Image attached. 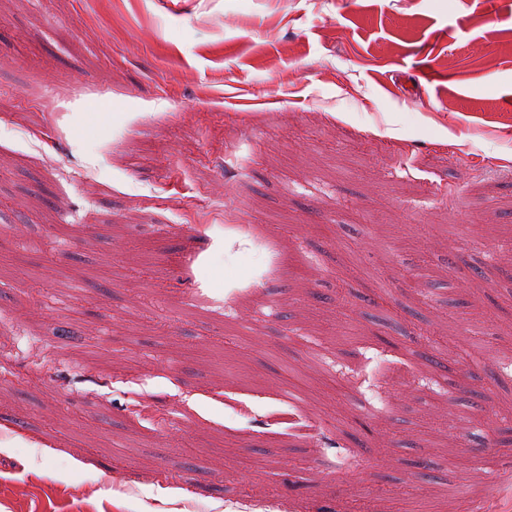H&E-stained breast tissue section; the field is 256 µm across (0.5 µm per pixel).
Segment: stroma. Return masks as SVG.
Here are the masks:
<instances>
[{
	"instance_id": "1",
	"label": "stroma",
	"mask_w": 512,
	"mask_h": 512,
	"mask_svg": "<svg viewBox=\"0 0 512 512\" xmlns=\"http://www.w3.org/2000/svg\"><path fill=\"white\" fill-rule=\"evenodd\" d=\"M499 349L512 0H0V512H493Z\"/></svg>"
}]
</instances>
